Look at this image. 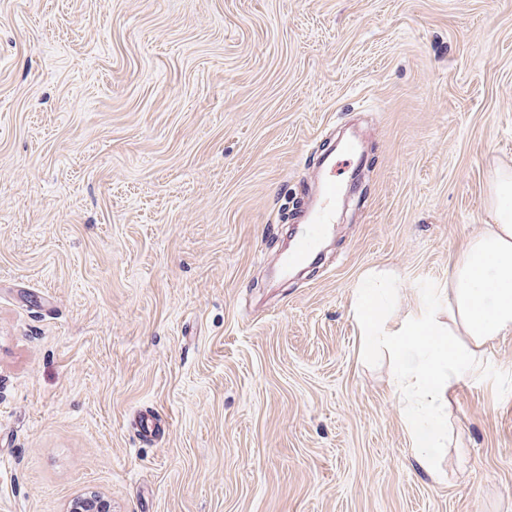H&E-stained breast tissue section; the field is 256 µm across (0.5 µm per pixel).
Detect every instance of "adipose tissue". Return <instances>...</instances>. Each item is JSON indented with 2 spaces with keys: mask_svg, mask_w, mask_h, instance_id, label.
I'll return each instance as SVG.
<instances>
[{
  "mask_svg": "<svg viewBox=\"0 0 512 512\" xmlns=\"http://www.w3.org/2000/svg\"><path fill=\"white\" fill-rule=\"evenodd\" d=\"M494 222L448 263V285L420 289L412 308L391 316L388 277L368 272L354 289L351 315L365 347L383 349L419 467L435 481V448L448 435L459 383L480 372L486 349L512 334V175L494 181Z\"/></svg>",
  "mask_w": 512,
  "mask_h": 512,
  "instance_id": "1",
  "label": "adipose tissue"
}]
</instances>
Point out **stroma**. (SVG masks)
<instances>
[{"mask_svg": "<svg viewBox=\"0 0 512 512\" xmlns=\"http://www.w3.org/2000/svg\"><path fill=\"white\" fill-rule=\"evenodd\" d=\"M346 128L359 191L276 283ZM504 168L512 0H0V512H512V334L438 483L350 315L447 287Z\"/></svg>", "mask_w": 512, "mask_h": 512, "instance_id": "obj_1", "label": "stroma"}]
</instances>
